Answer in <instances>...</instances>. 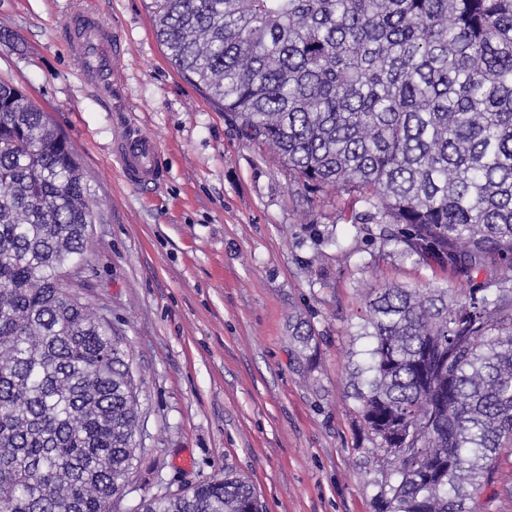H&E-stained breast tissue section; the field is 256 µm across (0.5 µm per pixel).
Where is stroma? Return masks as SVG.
Returning a JSON list of instances; mask_svg holds the SVG:
<instances>
[{"instance_id": "35a3bbf8", "label": "stroma", "mask_w": 512, "mask_h": 512, "mask_svg": "<svg viewBox=\"0 0 512 512\" xmlns=\"http://www.w3.org/2000/svg\"><path fill=\"white\" fill-rule=\"evenodd\" d=\"M78 8L122 36L126 111L81 87L61 41ZM3 30L0 79L49 113L83 166L95 222L79 294L124 337L139 386V446L112 512L227 471L249 478L264 512H374L390 466L350 396L365 296L377 281L463 282L371 242L351 221L362 203L343 190L307 202L178 74L148 0H0ZM130 123L156 139L164 180L124 181L111 147ZM296 318L315 332L307 366Z\"/></svg>"}]
</instances>
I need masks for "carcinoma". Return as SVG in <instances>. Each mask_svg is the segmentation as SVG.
<instances>
[{
  "label": "carcinoma",
  "instance_id": "obj_1",
  "mask_svg": "<svg viewBox=\"0 0 512 512\" xmlns=\"http://www.w3.org/2000/svg\"><path fill=\"white\" fill-rule=\"evenodd\" d=\"M182 77L311 201L468 284L371 287L353 399L375 512H476L512 448V0H150ZM95 216L64 132L0 81V512H109L136 456L123 337L63 274ZM300 359L314 331L290 324ZM139 512H262L231 472Z\"/></svg>",
  "mask_w": 512,
  "mask_h": 512
}]
</instances>
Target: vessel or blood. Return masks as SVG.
Instances as JSON below:
<instances>
[{"instance_id":"vessel-or-blood-1","label":"vessel or blood","mask_w":512,"mask_h":512,"mask_svg":"<svg viewBox=\"0 0 512 512\" xmlns=\"http://www.w3.org/2000/svg\"><path fill=\"white\" fill-rule=\"evenodd\" d=\"M63 35L71 56L82 64L85 86L108 112L124 111L122 93L118 87L120 57L123 51L120 37L95 14L78 10L67 19ZM122 175L130 184L157 182L164 178L156 141L145 129L127 125L112 144Z\"/></svg>"}]
</instances>
